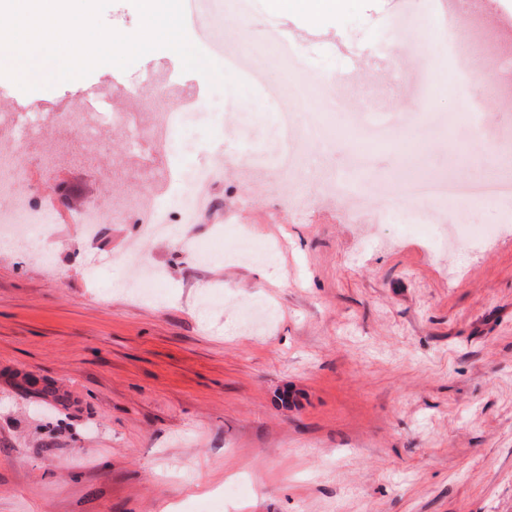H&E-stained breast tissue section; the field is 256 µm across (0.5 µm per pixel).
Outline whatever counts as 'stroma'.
Instances as JSON below:
<instances>
[{
    "label": "stroma",
    "mask_w": 512,
    "mask_h": 512,
    "mask_svg": "<svg viewBox=\"0 0 512 512\" xmlns=\"http://www.w3.org/2000/svg\"><path fill=\"white\" fill-rule=\"evenodd\" d=\"M270 0L227 11L262 49L263 85L204 87L173 142V176L214 177L195 223L141 236L134 217L85 236L71 217L140 191L100 166L148 145L117 130L97 158L52 169L26 148V189L58 218L50 263L0 247V512H512V195L468 209L465 249L438 252L428 206L392 201L405 178L454 166L470 184L512 182V0H453L473 39L460 68L476 96L448 94L419 112L424 71L445 63L443 19L428 0H345L310 22ZM311 30L299 64L374 123L408 132L369 146L340 128L297 144L293 167L261 186L235 162L276 165L266 87L287 89L272 24ZM163 51L29 92L0 78V105L136 110L106 96L159 70ZM101 97L86 98L89 88ZM481 123L472 126L471 113ZM372 151L354 169V152ZM345 183L348 198L316 193ZM189 239L215 249L183 253ZM141 247L160 271L135 298L115 259ZM54 380L70 408L26 395L23 376Z\"/></svg>",
    "instance_id": "35a3bbf8"
}]
</instances>
